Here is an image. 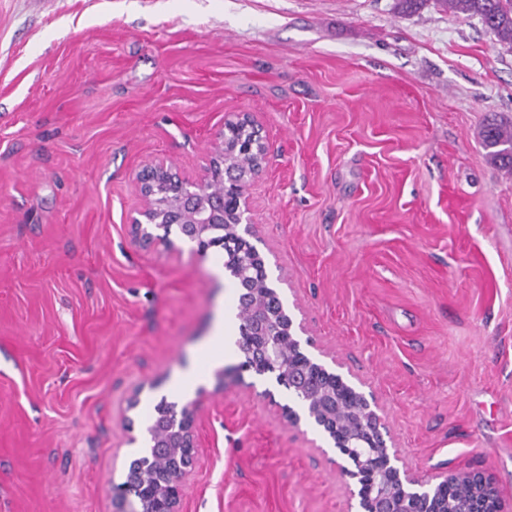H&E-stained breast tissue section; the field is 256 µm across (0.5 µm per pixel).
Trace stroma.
Segmentation results:
<instances>
[{
	"mask_svg": "<svg viewBox=\"0 0 512 512\" xmlns=\"http://www.w3.org/2000/svg\"><path fill=\"white\" fill-rule=\"evenodd\" d=\"M238 112L302 352L374 393L416 475L483 472L512 512V173L481 139L512 119V46L436 0H0V512H113L194 364L181 512H348L287 389L207 360L238 313L223 253L129 233L135 172L205 179Z\"/></svg>",
	"mask_w": 512,
	"mask_h": 512,
	"instance_id": "35a3bbf8",
	"label": "stroma"
}]
</instances>
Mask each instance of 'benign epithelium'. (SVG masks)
Instances as JSON below:
<instances>
[{"label": "benign epithelium", "instance_id": "obj_1", "mask_svg": "<svg viewBox=\"0 0 512 512\" xmlns=\"http://www.w3.org/2000/svg\"><path fill=\"white\" fill-rule=\"evenodd\" d=\"M243 126L251 134L244 150L253 156L247 171L239 167L238 146L228 143L227 129ZM210 177L205 183L190 181L163 159L155 158L135 174L134 182L143 198V206L130 218L135 241L142 246L171 247L172 230L195 243L197 252L206 254L221 248L224 239L218 233L239 235L240 226L252 234L250 223V186L267 164L269 146L261 129L247 113L226 119L224 132L212 145ZM270 295L254 293L240 302L247 320L258 314L277 319L269 335L279 334L288 342V363L281 362L279 351L263 348L253 355V366L276 376L301 404L307 418L328 435L334 448L344 457L341 472L355 481L351 498L362 512H456L457 494L469 491L470 512H504L499 491L479 471L441 472L431 480H420L400 466V458L388 444L387 430L378 414L379 406L367 394L342 375L328 371L305 356L296 333L304 332ZM195 408L187 405L173 411L172 427L159 436L151 432L152 441L163 439L166 457L179 465L164 485L154 489V512H179L182 484L195 458ZM141 467L137 482L118 486L114 512H134L138 493L150 485V468L156 459L149 455L135 458Z\"/></svg>", "mask_w": 512, "mask_h": 512}]
</instances>
